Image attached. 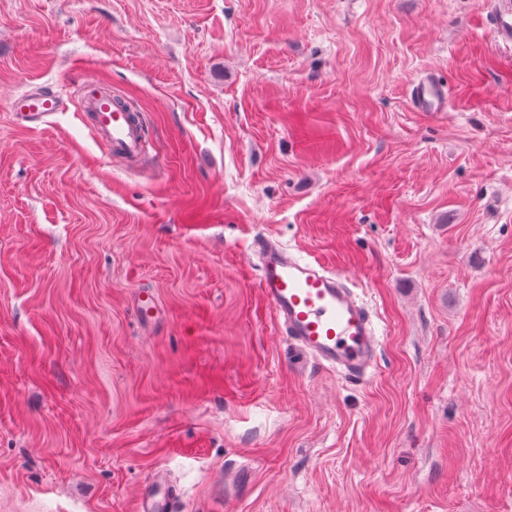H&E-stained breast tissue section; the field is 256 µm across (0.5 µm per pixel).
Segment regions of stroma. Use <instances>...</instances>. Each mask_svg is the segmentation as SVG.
<instances>
[{"label":"stroma","mask_w":512,"mask_h":512,"mask_svg":"<svg viewBox=\"0 0 512 512\" xmlns=\"http://www.w3.org/2000/svg\"><path fill=\"white\" fill-rule=\"evenodd\" d=\"M86 80L143 113L138 169ZM36 87L68 109L19 127ZM263 237L359 283L365 383L290 346ZM159 470L177 512H512V48L482 0H0V512H133Z\"/></svg>","instance_id":"1"}]
</instances>
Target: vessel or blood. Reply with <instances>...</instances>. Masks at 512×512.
<instances>
[{
	"label": "vessel or blood",
	"instance_id": "obj_1",
	"mask_svg": "<svg viewBox=\"0 0 512 512\" xmlns=\"http://www.w3.org/2000/svg\"><path fill=\"white\" fill-rule=\"evenodd\" d=\"M486 22L497 42L512 45V0H487ZM81 92L100 139L113 152L139 159L147 146L140 114L124 111L115 95L100 92L93 82H86ZM66 108L63 94L52 90H29L10 102L22 125L50 123ZM256 253L261 296L290 344L345 379L365 381L375 365L380 336L347 275L268 238L258 241ZM176 496L166 474L157 472L136 497L134 512H173Z\"/></svg>",
	"mask_w": 512,
	"mask_h": 512
}]
</instances>
